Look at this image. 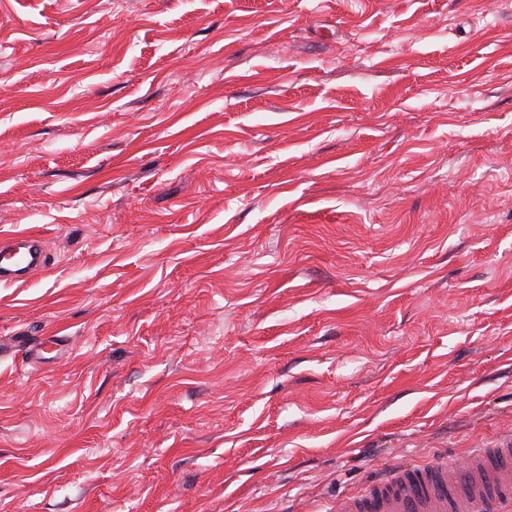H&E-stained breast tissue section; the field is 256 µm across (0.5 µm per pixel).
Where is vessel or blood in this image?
Returning <instances> with one entry per match:
<instances>
[{
  "label": "vessel or blood",
  "mask_w": 512,
  "mask_h": 512,
  "mask_svg": "<svg viewBox=\"0 0 512 512\" xmlns=\"http://www.w3.org/2000/svg\"><path fill=\"white\" fill-rule=\"evenodd\" d=\"M46 267L41 236L0 241L1 282L25 280ZM336 512H512V436L458 462L389 465L366 489L340 498Z\"/></svg>",
  "instance_id": "vessel-or-blood-1"
}]
</instances>
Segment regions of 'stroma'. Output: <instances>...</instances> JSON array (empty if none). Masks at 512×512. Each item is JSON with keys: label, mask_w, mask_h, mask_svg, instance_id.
I'll return each mask as SVG.
<instances>
[{"label": "stroma", "mask_w": 512, "mask_h": 512, "mask_svg": "<svg viewBox=\"0 0 512 512\" xmlns=\"http://www.w3.org/2000/svg\"><path fill=\"white\" fill-rule=\"evenodd\" d=\"M17 231L0 512H329L492 446L512 0H0ZM47 268L43 239L24 233L1 239L0 281L18 282Z\"/></svg>", "instance_id": "35a3bbf8"}]
</instances>
